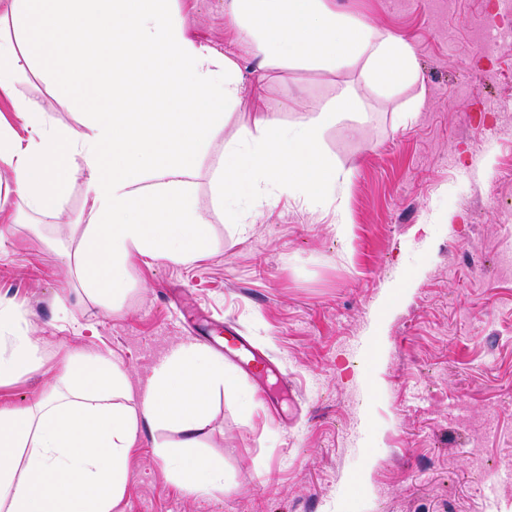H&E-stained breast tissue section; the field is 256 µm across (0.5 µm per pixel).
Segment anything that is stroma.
I'll return each instance as SVG.
<instances>
[{"label": "stroma", "mask_w": 512, "mask_h": 512, "mask_svg": "<svg viewBox=\"0 0 512 512\" xmlns=\"http://www.w3.org/2000/svg\"><path fill=\"white\" fill-rule=\"evenodd\" d=\"M337 2L408 42L418 80L385 97L355 67L276 71L201 159L212 246L192 265L135 255L120 299L89 295L73 270L85 175L58 215L24 218L0 163V301L42 352L31 372L0 382V407L27 406L91 354L122 364L139 396L149 370L187 342L238 379L215 392L197 448L223 460V488L176 484L156 448L180 434L147 428L115 512H512V480L493 476L512 463V45L489 58L478 39L497 0ZM186 32L218 46L233 38L220 0H196ZM288 89L285 124L342 90L358 97L359 116L323 133L349 175L350 240L336 235L332 206L294 194L241 186L213 209L225 140ZM17 91L56 127L82 130L83 112L42 81ZM228 329L268 363L265 378L225 357Z\"/></svg>", "instance_id": "obj_1"}]
</instances>
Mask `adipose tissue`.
Wrapping results in <instances>:
<instances>
[{
  "label": "adipose tissue",
  "mask_w": 512,
  "mask_h": 512,
  "mask_svg": "<svg viewBox=\"0 0 512 512\" xmlns=\"http://www.w3.org/2000/svg\"><path fill=\"white\" fill-rule=\"evenodd\" d=\"M234 29L220 49L187 35L172 0H11L0 14V95L30 128L28 142L0 126V161L25 212L59 213L65 186L86 176L89 225L76 262L89 291L117 293L132 255L188 265L209 250V218L193 178L203 148L246 95L274 70L359 67L366 85L389 93L418 79L406 41L354 21L336 0H221ZM34 74L85 107L79 132L18 96ZM342 92L292 124L276 109L224 143L214 171L215 206L248 182L320 204L336 198L340 174L324 129L352 111ZM41 354L18 314L0 303V381L33 370ZM232 375L210 353L183 344L146 377L133 401L123 366L87 356L66 366L52 391L24 408L0 407V512H112L127 489L129 451L142 425L182 433L171 472L186 490L224 484V467L194 455L216 386Z\"/></svg>",
  "instance_id": "adipose-tissue-1"
}]
</instances>
